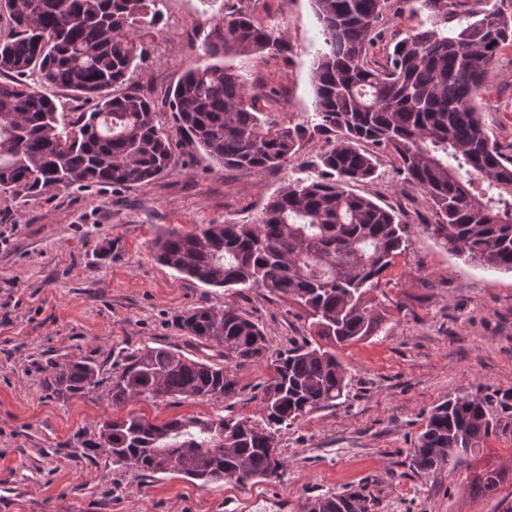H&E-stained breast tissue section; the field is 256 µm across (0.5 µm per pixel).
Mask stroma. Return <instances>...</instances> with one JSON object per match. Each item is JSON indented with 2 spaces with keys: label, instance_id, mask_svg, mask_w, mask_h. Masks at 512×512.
<instances>
[{
  "label": "stroma",
  "instance_id": "stroma-1",
  "mask_svg": "<svg viewBox=\"0 0 512 512\" xmlns=\"http://www.w3.org/2000/svg\"><path fill=\"white\" fill-rule=\"evenodd\" d=\"M156 24L136 29L142 56L121 85L166 107L189 69L206 65L202 45L225 15L249 13L280 27L283 54L224 60L262 111L280 124L311 129L293 161L257 175L227 168L187 147L169 174L147 184L48 188L31 197L0 196V512H304L311 497L361 491L369 512H506L512 507V426L480 444L469 468L433 472L413 464L429 411L456 397L485 396L493 416L512 400V272L449 252L429 226L436 217L420 190L403 182L398 162L376 150L374 179L355 193L403 213L409 246L372 291L379 331L337 349L349 371L342 404L318 410L276 436L280 477L241 485L199 486L177 473L151 477L87 460L84 445L109 418L156 420L231 416L262 423L264 362L227 363L237 393L218 401H134L113 405L109 390L124 355L167 346L208 363L222 350L180 331L175 319L197 308L233 304L285 350L310 336L302 309L252 288L227 292L184 278L159 263L152 241L199 224H252L289 182L313 173L329 136L315 131L312 67L323 49L313 0H160ZM417 0H387L371 57L427 25ZM485 131L512 155V45L504 46L482 93ZM61 355L100 365V384L67 402L43 391L45 368ZM498 470L491 491L479 474Z\"/></svg>",
  "mask_w": 512,
  "mask_h": 512
}]
</instances>
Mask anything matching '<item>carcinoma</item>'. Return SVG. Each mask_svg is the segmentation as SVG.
I'll list each match as a JSON object with an SVG mask.
<instances>
[{
    "label": "carcinoma",
    "instance_id": "obj_1",
    "mask_svg": "<svg viewBox=\"0 0 512 512\" xmlns=\"http://www.w3.org/2000/svg\"><path fill=\"white\" fill-rule=\"evenodd\" d=\"M159 0H0L11 32L0 35V195L34 196L49 186L145 184L171 170L174 152L202 150L229 168L262 174L302 147L306 128L285 127L256 108L230 68L187 71L168 102L172 123L148 99L118 93L136 59L134 29ZM325 49L312 73L316 128L334 139L317 155V174L299 177L271 197L253 224H202L154 242L157 260L216 288H264L298 304L313 338L270 349L264 329L226 305L198 307L176 319L224 357L262 359L273 375L263 385L264 423L217 416L156 424L143 416L109 419L86 445L145 476L178 473L208 485L278 478L284 460L280 427L346 396L348 370L336 348L365 340L382 318L368 294L408 246L406 222L393 208L346 190L374 178L382 147L399 162L438 221L430 225L449 251L512 271V156L484 132L481 91L499 49L512 43V9L475 0H416L429 26L396 42L382 66L370 49L387 0H314ZM204 55L283 53L275 26L246 13L224 16L202 45ZM96 101L67 122L54 90ZM99 384L89 360L52 363L46 395L66 401ZM237 381L228 367L146 346L126 356L112 377V404L229 399ZM502 425L486 398L448 399L428 414L413 448L417 469L468 467L481 441ZM358 493L321 495L305 512H368Z\"/></svg>",
    "mask_w": 512,
    "mask_h": 512
}]
</instances>
